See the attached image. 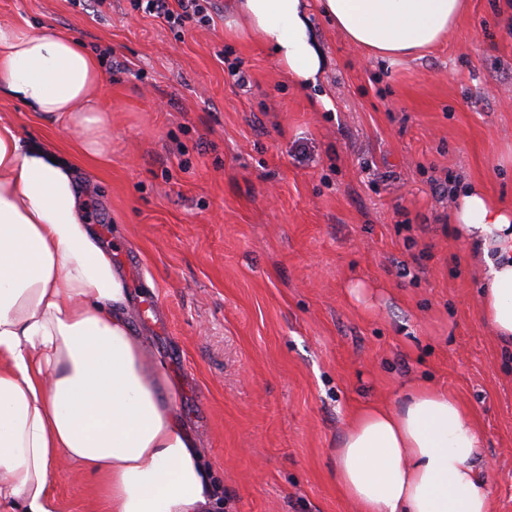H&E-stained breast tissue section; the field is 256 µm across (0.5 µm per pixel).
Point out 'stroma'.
<instances>
[{"label": "stroma", "instance_id": "35a3bbf8", "mask_svg": "<svg viewBox=\"0 0 512 512\" xmlns=\"http://www.w3.org/2000/svg\"><path fill=\"white\" fill-rule=\"evenodd\" d=\"M505 4L467 0L448 36L395 63L315 15L334 106L315 112L266 49L225 34L224 0L178 34L131 0H0V24L99 56L112 163L90 171L91 222L213 472L212 512H357L334 450L357 409L413 383L461 399L492 512H512V356L480 315L446 193L480 184L512 206ZM53 490L58 512H108L78 465Z\"/></svg>", "mask_w": 512, "mask_h": 512}]
</instances>
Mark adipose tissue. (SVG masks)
<instances>
[{
    "label": "adipose tissue",
    "instance_id": "1",
    "mask_svg": "<svg viewBox=\"0 0 512 512\" xmlns=\"http://www.w3.org/2000/svg\"><path fill=\"white\" fill-rule=\"evenodd\" d=\"M464 0H229L226 25L269 50L316 110L319 9L370 55L417 57ZM94 53L51 26L0 24V98L74 132L72 159L0 123V512H56L61 463L97 475L109 512H207L211 472L174 406L166 366L136 336L131 292L90 217L88 167L112 162ZM481 267L480 311L512 348V207L475 184L450 212ZM483 439L463 403L428 385L349 422L333 477L358 512H491Z\"/></svg>",
    "mask_w": 512,
    "mask_h": 512
}]
</instances>
